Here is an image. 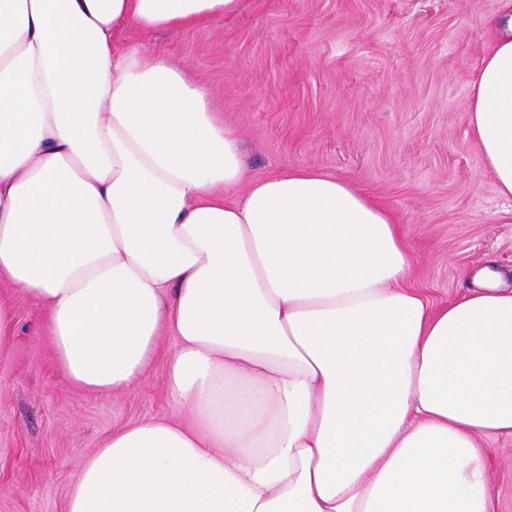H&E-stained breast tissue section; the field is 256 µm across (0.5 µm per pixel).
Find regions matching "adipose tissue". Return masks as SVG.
Segmentation results:
<instances>
[{
	"mask_svg": "<svg viewBox=\"0 0 512 512\" xmlns=\"http://www.w3.org/2000/svg\"><path fill=\"white\" fill-rule=\"evenodd\" d=\"M240 0H0V349L13 297L81 390L123 393L162 334L170 416L88 456L66 512H496L512 439V287L437 306L397 217L311 169L251 177L235 128L127 23L182 30ZM512 200V33L469 89ZM495 448L494 493L499 512H512V440L496 439L489 444Z\"/></svg>",
	"mask_w": 512,
	"mask_h": 512,
	"instance_id": "1",
	"label": "adipose tissue"
}]
</instances>
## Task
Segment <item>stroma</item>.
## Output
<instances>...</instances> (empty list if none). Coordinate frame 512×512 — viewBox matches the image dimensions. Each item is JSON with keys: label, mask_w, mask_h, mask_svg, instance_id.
Here are the masks:
<instances>
[{"label": "stroma", "mask_w": 512, "mask_h": 512, "mask_svg": "<svg viewBox=\"0 0 512 512\" xmlns=\"http://www.w3.org/2000/svg\"><path fill=\"white\" fill-rule=\"evenodd\" d=\"M502 0H242L231 17L180 32L129 27L165 53L239 129L251 175L316 169L391 210L412 279L447 302L489 266L512 284V201L468 134V87ZM0 353V512H65L87 455L112 430L171 415L164 337L132 391L74 388L52 359L42 312L14 303ZM498 512H512V440L492 441Z\"/></svg>", "instance_id": "1"}]
</instances>
